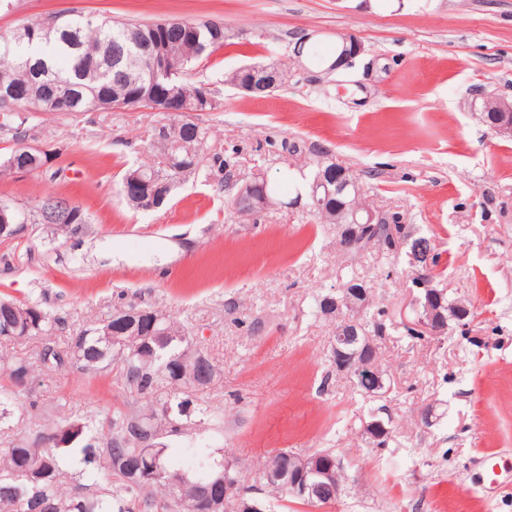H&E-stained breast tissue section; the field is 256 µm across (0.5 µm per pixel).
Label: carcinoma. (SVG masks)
Returning <instances> with one entry per match:
<instances>
[{"label": "carcinoma", "mask_w": 512, "mask_h": 512, "mask_svg": "<svg viewBox=\"0 0 512 512\" xmlns=\"http://www.w3.org/2000/svg\"><path fill=\"white\" fill-rule=\"evenodd\" d=\"M53 30L30 41L42 22L24 24L7 35H0V73L25 85L34 93L35 105L24 110L0 108V133L23 141L32 130L34 113L54 114L61 105L41 96L44 86L64 87L80 95L98 87L132 90L152 77L148 59L132 53L134 46L157 37L165 40L167 52L185 64L170 82L179 97L178 107L189 112H212L219 107L203 81L193 79L195 64L224 46V23L215 20H161L152 23L119 22L111 19L52 15ZM198 32L199 46L186 43L185 27ZM26 45L29 50L18 51ZM336 44L333 56L324 57L317 47L304 48L303 56L312 63L331 64L342 53ZM497 95L485 96L478 117L488 128L499 120ZM207 128L188 118L160 124L151 138L152 149L162 164L134 163L124 177L136 173L156 176L154 186L172 193L177 183L193 177L224 183V171L236 165L235 157L215 153L207 156ZM291 156L308 155L312 167L319 156L302 141L281 142ZM359 245L343 249L358 254L377 248L388 254L404 247L423 256L421 278L435 282L432 274L437 256L425 237L405 236L404 225L393 222L367 228ZM434 303L444 320L459 322L461 302H450L444 289ZM156 325L149 342L125 335L118 340L105 335V323L89 327L74 336H59L61 321L40 304L7 303L0 300V346L24 342L40 343L39 367L44 372L103 370L117 364L123 370V386L131 402L107 419L110 436L91 434L92 416L72 412L65 416L48 413L33 394L30 381L34 365L22 354L0 357V426L14 415L26 419L24 435L0 448V512H239L238 497L249 498L258 483L243 484L244 465L224 456L215 459L209 448L188 444V463L171 465L162 435L188 433L194 409L186 393L210 385L218 376L216 364L207 356L197 363L186 358L189 336L185 326L173 316L149 309ZM175 386V393L156 396L159 385ZM27 391L19 402V392ZM293 452L279 450L270 455L263 468L280 473V479L262 484L272 495L288 497V459Z\"/></svg>", "instance_id": "cac0c4a2"}]
</instances>
